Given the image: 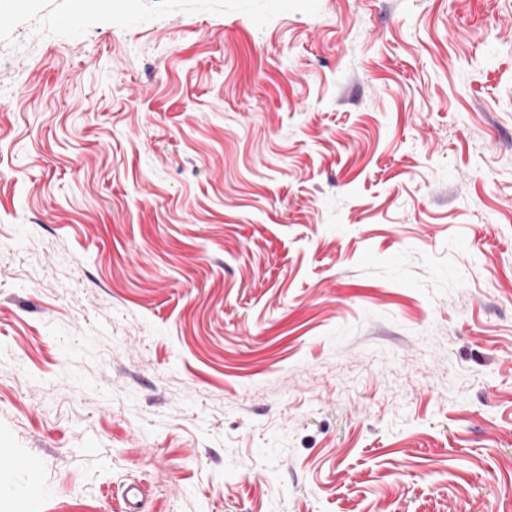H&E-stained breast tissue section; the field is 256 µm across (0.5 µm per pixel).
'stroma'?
I'll list each match as a JSON object with an SVG mask.
<instances>
[{
	"label": "stroma",
	"instance_id": "1",
	"mask_svg": "<svg viewBox=\"0 0 512 512\" xmlns=\"http://www.w3.org/2000/svg\"><path fill=\"white\" fill-rule=\"evenodd\" d=\"M3 12L0 512H512V0Z\"/></svg>",
	"mask_w": 512,
	"mask_h": 512
}]
</instances>
